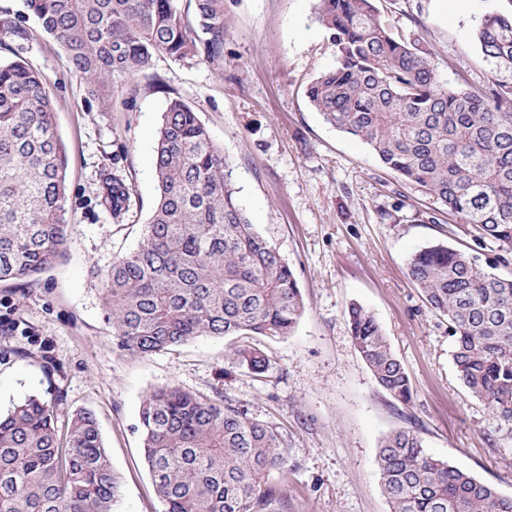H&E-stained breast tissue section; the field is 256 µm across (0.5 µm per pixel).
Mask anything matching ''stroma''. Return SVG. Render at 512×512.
Listing matches in <instances>:
<instances>
[{"label":"stroma","instance_id":"1","mask_svg":"<svg viewBox=\"0 0 512 512\" xmlns=\"http://www.w3.org/2000/svg\"><path fill=\"white\" fill-rule=\"evenodd\" d=\"M380 15L418 38L442 79L480 91L495 79L474 30L512 0H376ZM316 0H224V64L166 56L114 82L102 109L45 35L24 0H0L29 36L0 30V59H21L51 84L66 146L64 255L34 280L0 283V410L31 395L63 394L62 414L87 409L121 483L114 512H164L142 447L140 410L175 385L277 429L288 469L272 473L288 512H390L377 455L409 429L431 455L512 496V425L458 379L448 320L409 279L407 263L436 241L512 275L496 245L448 215L420 222L432 201L387 169L362 142L325 124L305 95L336 63ZM188 103L230 162L240 205L294 270L305 312L283 339L254 338L269 357L257 375L231 360V337L200 336L149 355L123 350L112 329L103 276L136 248L155 205L154 157L170 97ZM135 193L122 220L101 203L112 175ZM371 311L407 371L410 405L382 390L355 350L347 310Z\"/></svg>","mask_w":512,"mask_h":512}]
</instances>
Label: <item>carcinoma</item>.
<instances>
[{"mask_svg":"<svg viewBox=\"0 0 512 512\" xmlns=\"http://www.w3.org/2000/svg\"><path fill=\"white\" fill-rule=\"evenodd\" d=\"M25 0L64 49L73 73L105 109L115 79L157 56L224 60V0ZM317 20L336 47V66L306 96L323 121L360 140L481 242L512 252V82L491 92L440 81L432 53L386 23L375 0H317ZM496 70L512 72V13H489L474 34ZM65 156L47 77L20 60L0 62V282L44 272L64 254ZM157 199L142 240L104 275L112 328L142 356L199 336L290 335L304 310L294 271L246 216L230 164L196 112L169 100L155 150ZM135 186L112 175L103 198L115 219ZM408 276L448 318L463 385L512 423V277L489 272L438 241L411 256ZM354 348L377 384L408 405L412 388L375 316L348 309ZM238 367L262 374L268 357L246 345ZM145 459L165 512H283L269 481L288 459L271 426L178 386L155 389L140 411ZM32 395L0 413V512H112L120 480L95 415L67 418ZM391 512H512V496L427 453L399 429L378 452Z\"/></svg>","mask_w":512,"mask_h":512,"instance_id":"cac0c4a2","label":"carcinoma"}]
</instances>
